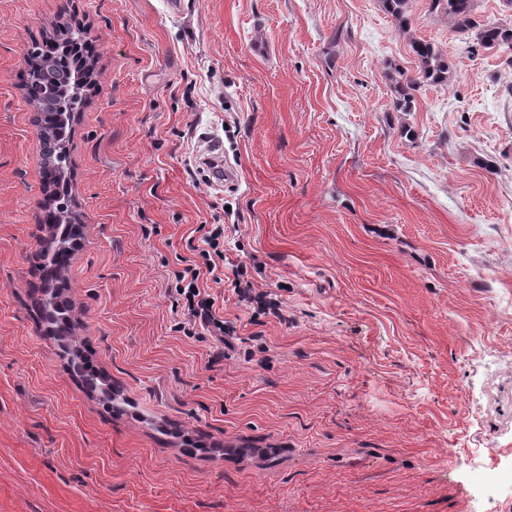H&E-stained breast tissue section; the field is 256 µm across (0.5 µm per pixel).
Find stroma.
I'll return each instance as SVG.
<instances>
[{
  "instance_id": "1",
  "label": "stroma",
  "mask_w": 512,
  "mask_h": 512,
  "mask_svg": "<svg viewBox=\"0 0 512 512\" xmlns=\"http://www.w3.org/2000/svg\"><path fill=\"white\" fill-rule=\"evenodd\" d=\"M407 16L0 0V512H512L478 478L512 473V48L471 54L430 0ZM72 18L97 77L69 136L85 239L62 278L114 409L29 291L50 233L23 54ZM419 40L456 78L398 112ZM210 138L236 187L198 171ZM204 224L224 227L221 339L176 290Z\"/></svg>"
}]
</instances>
